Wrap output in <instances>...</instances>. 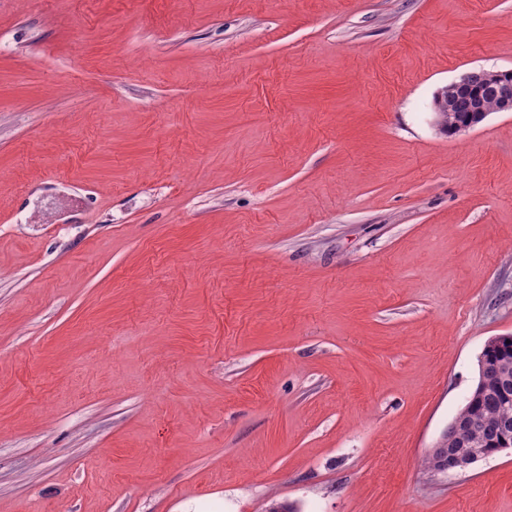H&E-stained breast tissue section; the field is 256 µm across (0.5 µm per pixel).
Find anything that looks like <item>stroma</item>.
I'll return each mask as SVG.
<instances>
[{"label": "stroma", "instance_id": "1", "mask_svg": "<svg viewBox=\"0 0 512 512\" xmlns=\"http://www.w3.org/2000/svg\"><path fill=\"white\" fill-rule=\"evenodd\" d=\"M512 0H0V512H512L424 470L512 334ZM463 74L458 79L448 83L437 94L434 101V122L441 130L442 124L447 119V113L450 112L451 101L453 95L460 91L469 93L471 85L484 89V103L487 107L494 104L495 99L490 96L489 89H492L497 102V107L494 111L488 110L483 106V98L480 94H472L473 108L471 110L472 119L466 123H456L453 125L454 134L468 131L480 125L492 112H512V81L503 80L501 71L489 70L486 71V80L483 70ZM487 81V82H486ZM487 83L489 89L487 88ZM444 111L443 113L441 111ZM443 115V117H441Z\"/></svg>", "mask_w": 512, "mask_h": 512}]
</instances>
